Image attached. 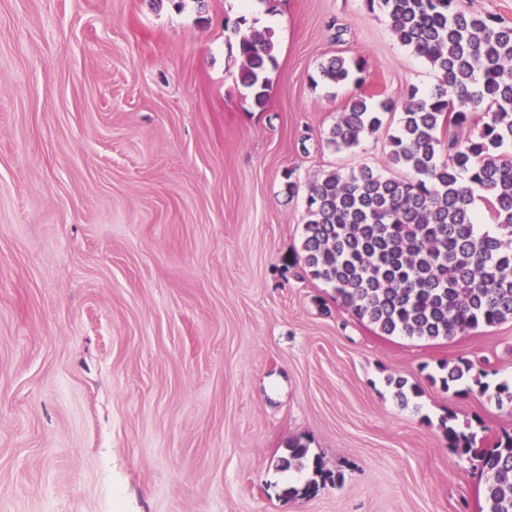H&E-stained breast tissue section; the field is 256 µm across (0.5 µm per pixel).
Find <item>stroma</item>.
Masks as SVG:
<instances>
[{
  "mask_svg": "<svg viewBox=\"0 0 512 512\" xmlns=\"http://www.w3.org/2000/svg\"><path fill=\"white\" fill-rule=\"evenodd\" d=\"M241 18L276 42L262 110ZM334 55L362 83L320 81ZM435 82L367 0H0V512H482L440 420L491 438L512 403L440 367L512 385V322L383 336L302 261L309 183L408 175L397 115L327 146L348 99ZM474 364L467 359L459 360L456 364L449 367L446 375L441 377V383L444 388L450 390L451 388L465 385L466 389L472 391V387L469 385L471 381L479 387V391L483 394L489 390V385L481 382L480 378L483 376L480 372L475 373Z\"/></svg>",
  "mask_w": 512,
  "mask_h": 512,
  "instance_id": "1",
  "label": "stroma"
}]
</instances>
